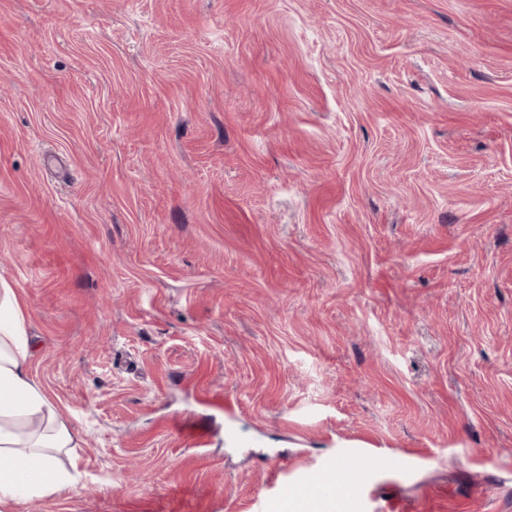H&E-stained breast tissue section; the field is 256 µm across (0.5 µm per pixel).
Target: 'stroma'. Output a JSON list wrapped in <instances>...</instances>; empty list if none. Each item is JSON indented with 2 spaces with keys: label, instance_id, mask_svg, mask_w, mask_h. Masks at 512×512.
Returning a JSON list of instances; mask_svg holds the SVG:
<instances>
[{
  "label": "stroma",
  "instance_id": "obj_1",
  "mask_svg": "<svg viewBox=\"0 0 512 512\" xmlns=\"http://www.w3.org/2000/svg\"><path fill=\"white\" fill-rule=\"evenodd\" d=\"M0 276L79 437L9 512H512V0H0ZM337 466L336 458L321 468L302 472L282 484L279 492L267 498L264 512H354L360 511L363 490L371 480L367 469L355 463ZM336 489H340L337 493Z\"/></svg>",
  "mask_w": 512,
  "mask_h": 512
}]
</instances>
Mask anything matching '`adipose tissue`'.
I'll return each mask as SVG.
<instances>
[{
    "label": "adipose tissue",
    "mask_w": 512,
    "mask_h": 512,
    "mask_svg": "<svg viewBox=\"0 0 512 512\" xmlns=\"http://www.w3.org/2000/svg\"><path fill=\"white\" fill-rule=\"evenodd\" d=\"M32 351L16 290L0 278V507L75 485L60 455L76 434L32 379Z\"/></svg>",
    "instance_id": "ef3b65f1"
}]
</instances>
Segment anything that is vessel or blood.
Returning <instances> with one entry per match:
<instances>
[{
	"label": "vessel or blood",
	"mask_w": 512,
	"mask_h": 512,
	"mask_svg": "<svg viewBox=\"0 0 512 512\" xmlns=\"http://www.w3.org/2000/svg\"><path fill=\"white\" fill-rule=\"evenodd\" d=\"M370 480L362 466H340L330 459L282 484L275 496L265 500L263 512H359Z\"/></svg>",
	"instance_id": "b4317fda"
}]
</instances>
